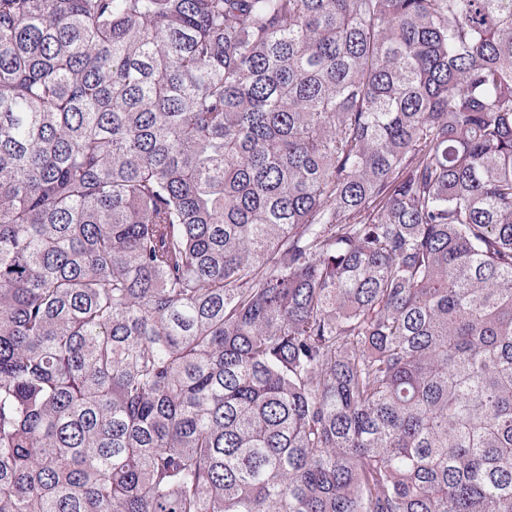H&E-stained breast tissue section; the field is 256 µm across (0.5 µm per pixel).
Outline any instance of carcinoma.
<instances>
[{"label":"carcinoma","mask_w":512,"mask_h":512,"mask_svg":"<svg viewBox=\"0 0 512 512\" xmlns=\"http://www.w3.org/2000/svg\"><path fill=\"white\" fill-rule=\"evenodd\" d=\"M0 512H512V0H0Z\"/></svg>","instance_id":"obj_1"}]
</instances>
